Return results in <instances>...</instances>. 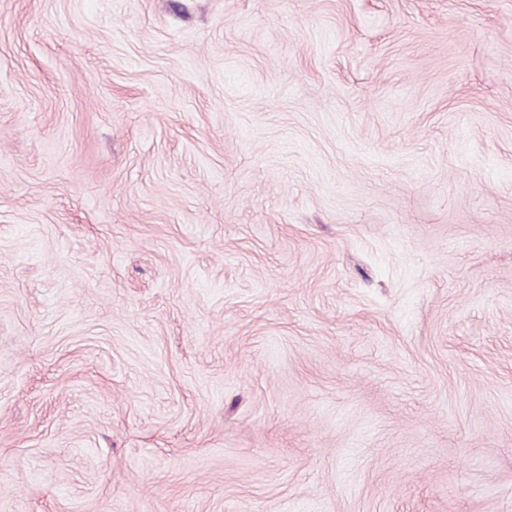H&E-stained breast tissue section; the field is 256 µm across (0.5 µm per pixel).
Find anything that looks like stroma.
<instances>
[{"label":"stroma","mask_w":512,"mask_h":512,"mask_svg":"<svg viewBox=\"0 0 512 512\" xmlns=\"http://www.w3.org/2000/svg\"><path fill=\"white\" fill-rule=\"evenodd\" d=\"M0 512H512V0H0Z\"/></svg>","instance_id":"35a3bbf8"}]
</instances>
